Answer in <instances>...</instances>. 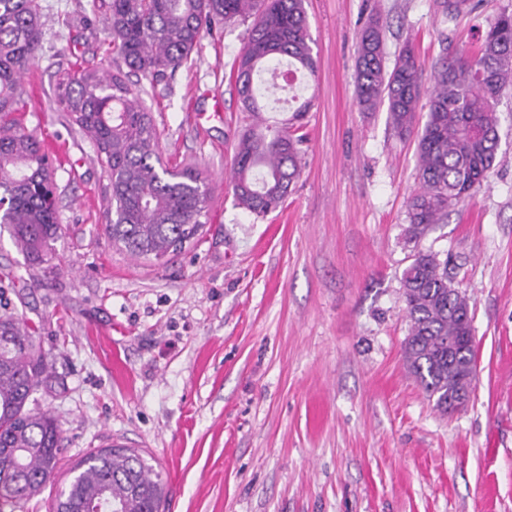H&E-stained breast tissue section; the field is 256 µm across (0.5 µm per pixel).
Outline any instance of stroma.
<instances>
[{
    "label": "stroma",
    "mask_w": 512,
    "mask_h": 512,
    "mask_svg": "<svg viewBox=\"0 0 512 512\" xmlns=\"http://www.w3.org/2000/svg\"><path fill=\"white\" fill-rule=\"evenodd\" d=\"M42 46L22 76L20 119L67 147L54 167L62 235L30 266L8 233L7 296L50 354L61 398L60 469L20 512H50L72 469L115 440L162 476L163 512H512V91L498 106L491 177L418 243L406 240L418 187L416 136L386 109L359 111L357 44L369 14L387 58L413 43L430 88L443 55L474 50L512 0L446 20L434 0H306L317 60L301 123L302 172L280 209L238 207L231 184L244 112L231 77L247 27L205 36L174 78L143 97L163 160L205 178L198 236L154 264L103 233L108 177L55 97L61 73L113 72L112 37L92 0H39ZM448 263L473 314L466 404L437 410L407 371L402 274L415 251Z\"/></svg>",
    "instance_id": "obj_1"
}]
</instances>
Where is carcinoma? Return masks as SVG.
Segmentation results:
<instances>
[{
    "instance_id": "carcinoma-1",
    "label": "carcinoma",
    "mask_w": 512,
    "mask_h": 512,
    "mask_svg": "<svg viewBox=\"0 0 512 512\" xmlns=\"http://www.w3.org/2000/svg\"><path fill=\"white\" fill-rule=\"evenodd\" d=\"M305 0H109L112 54L128 72L106 77L92 68L65 73L56 98L69 121L93 141L109 178L105 236L135 258L161 261L193 239L202 226L208 188L192 169L170 168L158 152L157 131L129 74L152 82L175 75L204 34L235 19L252 20L233 78L243 109L260 115L276 79L274 60L295 74L316 71ZM477 0H439L452 21L478 8ZM384 25L378 12L365 22L357 46L356 99L363 112L387 105L401 136L413 131L423 95L418 61L405 45L386 66ZM38 0H0V226L31 265L45 264L60 237L53 167L43 143L13 116L23 102L20 77L42 39ZM512 88V12L487 21L473 56L439 58L433 66L426 120L417 133L419 188L407 204L411 238L439 223L448 209L487 181L499 148L497 107ZM304 137L288 124L262 121L239 139L233 159L238 205L266 216L285 202L301 174ZM409 332L403 360L440 411L471 374L474 346L462 344L467 298L453 287L448 264L419 251L403 273ZM0 286V512L19 508L56 476L61 423L50 410L30 407L32 394L54 388L52 365L41 338L4 297ZM465 350L448 362V344ZM61 490L51 512H160L159 473L132 448L87 454Z\"/></svg>"
}]
</instances>
